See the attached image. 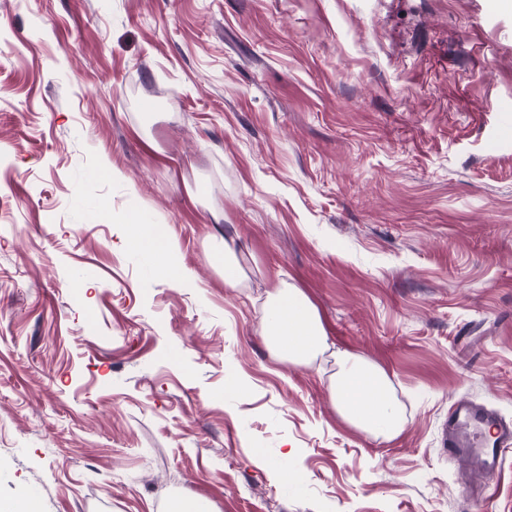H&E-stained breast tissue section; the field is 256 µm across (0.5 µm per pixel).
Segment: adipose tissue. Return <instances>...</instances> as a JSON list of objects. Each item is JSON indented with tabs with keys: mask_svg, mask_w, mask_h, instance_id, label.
Here are the masks:
<instances>
[{
	"mask_svg": "<svg viewBox=\"0 0 512 512\" xmlns=\"http://www.w3.org/2000/svg\"><path fill=\"white\" fill-rule=\"evenodd\" d=\"M124 239L126 244L155 255L160 274L172 283L189 279L171 237L156 236L151 227L132 221L125 227ZM263 322L267 342L280 360L307 363L327 346L318 312L299 289L280 287L268 292ZM331 395L342 418L364 432L394 437L406 426L386 372L353 354H340Z\"/></svg>",
	"mask_w": 512,
	"mask_h": 512,
	"instance_id": "ef3b65f1",
	"label": "adipose tissue"
}]
</instances>
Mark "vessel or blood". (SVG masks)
Wrapping results in <instances>:
<instances>
[{"instance_id":"vessel-or-blood-1","label":"vessel or blood","mask_w":512,"mask_h":512,"mask_svg":"<svg viewBox=\"0 0 512 512\" xmlns=\"http://www.w3.org/2000/svg\"><path fill=\"white\" fill-rule=\"evenodd\" d=\"M442 446L450 456L469 459L493 476L512 453V424L462 398L448 409Z\"/></svg>"}]
</instances>
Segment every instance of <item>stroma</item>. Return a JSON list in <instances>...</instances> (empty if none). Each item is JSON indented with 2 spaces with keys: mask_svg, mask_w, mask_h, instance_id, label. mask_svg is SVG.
Wrapping results in <instances>:
<instances>
[{
  "mask_svg": "<svg viewBox=\"0 0 512 512\" xmlns=\"http://www.w3.org/2000/svg\"><path fill=\"white\" fill-rule=\"evenodd\" d=\"M280 285L326 329L310 363L262 334ZM344 351L386 371L398 436L337 413ZM460 397L512 422V7L0 0V501L512 512V457L486 478L441 446ZM124 239L126 244L155 255L160 274L172 283L180 284L190 278L188 269L177 260L176 245L168 234L157 237L149 225L131 221L126 224ZM214 261L221 270H224V284L229 288L238 287L245 274L244 267L233 248L226 241L224 243V258L222 253H217Z\"/></svg>",
  "mask_w": 512,
  "mask_h": 512,
  "instance_id": "1",
  "label": "stroma"
}]
</instances>
